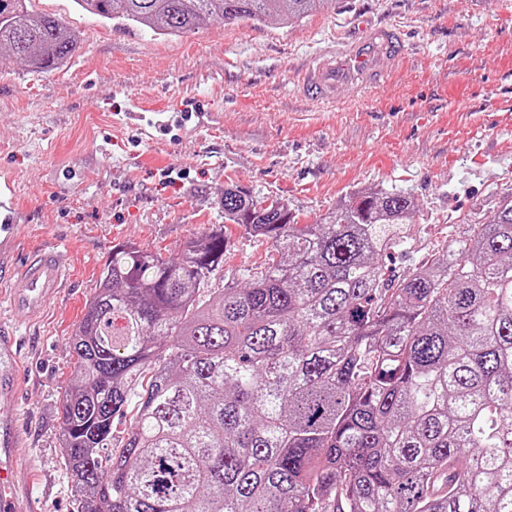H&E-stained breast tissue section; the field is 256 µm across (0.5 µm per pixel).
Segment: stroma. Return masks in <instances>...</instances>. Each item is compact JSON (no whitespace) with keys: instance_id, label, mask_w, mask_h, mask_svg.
<instances>
[{"instance_id":"stroma-1","label":"stroma","mask_w":512,"mask_h":512,"mask_svg":"<svg viewBox=\"0 0 512 512\" xmlns=\"http://www.w3.org/2000/svg\"><path fill=\"white\" fill-rule=\"evenodd\" d=\"M30 6L63 17L78 41L55 70L0 63V166L20 186L21 248L58 247L71 269L42 321L18 331L34 512H75L59 443L70 341L115 244L177 252L223 224L230 184L286 200L302 224L358 189L406 190L417 209L388 260L399 280L512 188V0H327L287 26L209 21L180 38L103 21L73 0ZM369 23L409 38L389 84L345 90L333 112L291 95L302 61ZM144 90L156 111L182 115L154 142L112 126ZM231 231L217 288L276 256L244 227Z\"/></svg>"}]
</instances>
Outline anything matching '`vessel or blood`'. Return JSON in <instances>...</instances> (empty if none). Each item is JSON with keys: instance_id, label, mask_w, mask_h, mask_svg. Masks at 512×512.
<instances>
[{"instance_id": "vessel-or-blood-1", "label": "vessel or blood", "mask_w": 512, "mask_h": 512, "mask_svg": "<svg viewBox=\"0 0 512 512\" xmlns=\"http://www.w3.org/2000/svg\"><path fill=\"white\" fill-rule=\"evenodd\" d=\"M408 49L403 32L392 25L364 28L353 39L332 42L299 67L295 91L306 102L335 106L338 88L366 90L386 84ZM149 107L136 101L121 125L152 139L161 128ZM23 207L15 179L0 171V512H31V489L20 481L28 448L17 401L25 385L16 318L38 321L50 301L65 288L69 262L63 250L43 247L26 253L19 248L17 226Z\"/></svg>"}]
</instances>
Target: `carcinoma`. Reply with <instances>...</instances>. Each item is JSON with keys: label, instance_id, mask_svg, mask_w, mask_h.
<instances>
[{"label": "carcinoma", "instance_id": "carcinoma-1", "mask_svg": "<svg viewBox=\"0 0 512 512\" xmlns=\"http://www.w3.org/2000/svg\"><path fill=\"white\" fill-rule=\"evenodd\" d=\"M29 2L0 0V53L56 69L77 40ZM73 2L180 37L326 0ZM415 209L360 189L300 224L231 185L224 224L179 254L113 246L72 334L76 512H512V191L394 283ZM229 224L279 259L213 288Z\"/></svg>", "mask_w": 512, "mask_h": 512}]
</instances>
